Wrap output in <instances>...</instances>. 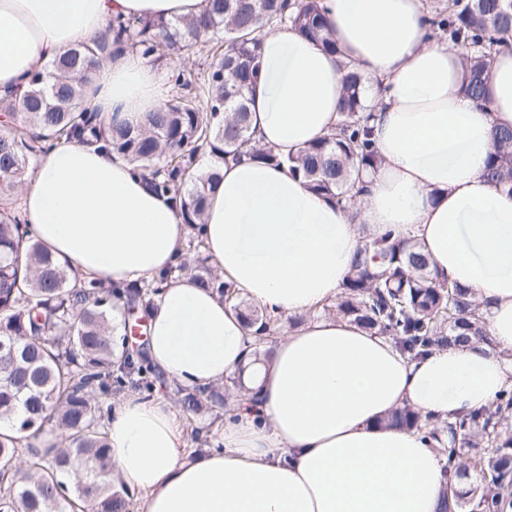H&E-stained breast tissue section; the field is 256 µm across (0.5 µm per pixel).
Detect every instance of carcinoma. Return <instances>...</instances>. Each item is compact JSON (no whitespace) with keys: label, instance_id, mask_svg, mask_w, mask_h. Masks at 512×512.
I'll return each mask as SVG.
<instances>
[{"label":"carcinoma","instance_id":"obj_1","mask_svg":"<svg viewBox=\"0 0 512 512\" xmlns=\"http://www.w3.org/2000/svg\"><path fill=\"white\" fill-rule=\"evenodd\" d=\"M292 25L328 51L339 49L320 0H210L198 18H117L96 38L81 42L34 73L21 95L0 97V196L14 192L33 161L54 140L114 153L144 170L148 186L180 202L189 227L204 223L208 194L219 178L218 161L250 155L288 165L306 185L337 202L354 204L364 190L361 173L379 162L370 138L364 80L348 62L340 121L322 141L288 160L253 141L250 93L258 78L261 35L271 25ZM432 35L462 52L464 92L484 97L485 79L498 46L512 43V0H447L434 10ZM174 63L178 89L164 106L137 125L104 122L86 90L113 45ZM201 63L191 79L186 66ZM486 176L512 193V128L493 135ZM199 236L190 234L177 262L150 281L115 286L79 273L34 238L20 212L0 208V342L15 354L0 355V512H129L132 496L112 477L107 440L112 396L131 387L150 399L169 389L141 349L112 338V303L127 313H148L163 284L188 276L240 308L232 285L210 265ZM247 326L258 344L279 334L278 320L253 305ZM336 313L392 339L404 353L421 356L450 341L486 336L469 290L438 279L410 241L386 233L364 243L336 302ZM183 411L224 408V387L176 389ZM512 412V391L495 410H480L428 427L404 408L391 422L415 429L435 443L449 478L441 512H465L475 492L458 487L461 457L484 486L480 512L512 509V435L500 419ZM48 425L61 443L40 451L32 445ZM449 440L443 441L442 433Z\"/></svg>","mask_w":512,"mask_h":512}]
</instances>
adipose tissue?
Masks as SVG:
<instances>
[{"instance_id": "adipose-tissue-1", "label": "adipose tissue", "mask_w": 512, "mask_h": 512, "mask_svg": "<svg viewBox=\"0 0 512 512\" xmlns=\"http://www.w3.org/2000/svg\"><path fill=\"white\" fill-rule=\"evenodd\" d=\"M340 55L292 28L262 36L250 95L256 143L288 157L340 118L343 62L367 79L381 158L344 209L288 169L242 158L220 166L201 238L241 298L296 323L256 349L243 312L185 278L148 320L147 354L187 390L235 381L218 447L191 454L167 397H125L112 411L114 475L138 512H441L439 454L391 424L409 407L444 422L512 390V194L484 176L493 134L512 127V47L494 56L484 101L463 92L462 57L433 38L425 0H322ZM206 0H0V95L116 16L201 14ZM168 76L141 53L101 64L87 98L135 124L167 100ZM21 212L60 261L116 285L152 279L190 231L134 165L56 141L35 162ZM412 240L440 280L469 289L487 338L418 359L329 314L365 239Z\"/></svg>"}]
</instances>
